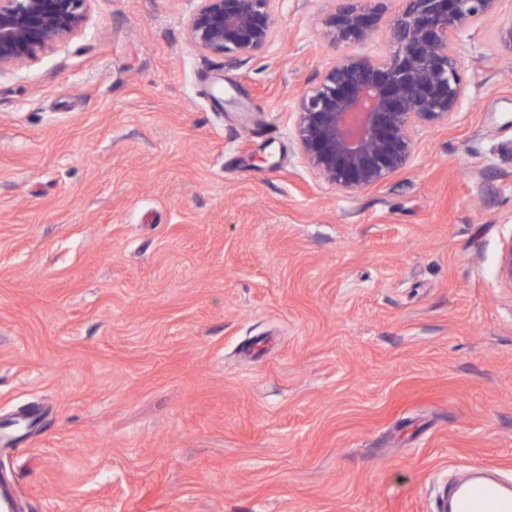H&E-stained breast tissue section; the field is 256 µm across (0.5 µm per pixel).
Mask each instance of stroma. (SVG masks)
Wrapping results in <instances>:
<instances>
[{"instance_id": "stroma-1", "label": "stroma", "mask_w": 512, "mask_h": 512, "mask_svg": "<svg viewBox=\"0 0 512 512\" xmlns=\"http://www.w3.org/2000/svg\"><path fill=\"white\" fill-rule=\"evenodd\" d=\"M196 0H90L0 71V485L16 512H442L512 481V50L455 37L467 96L353 193L296 140L345 49L275 0L236 63ZM223 88L224 103L213 100ZM495 273L498 282L512 291V226L509 233L503 236Z\"/></svg>"}]
</instances>
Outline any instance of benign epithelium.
I'll list each match as a JSON object with an SVG mask.
<instances>
[{"label":"benign epithelium","mask_w":512,"mask_h":512,"mask_svg":"<svg viewBox=\"0 0 512 512\" xmlns=\"http://www.w3.org/2000/svg\"><path fill=\"white\" fill-rule=\"evenodd\" d=\"M89 0H0V71L32 63L80 32ZM276 0H197L186 25L190 45L246 62L274 35ZM336 0L323 37L359 45L388 34L381 56L348 52L301 94L300 153L316 175L345 192L374 187L404 168L415 132L453 114L465 96L454 36L499 12L501 0ZM498 282L512 292V230L503 237Z\"/></svg>","instance_id":"obj_1"}]
</instances>
